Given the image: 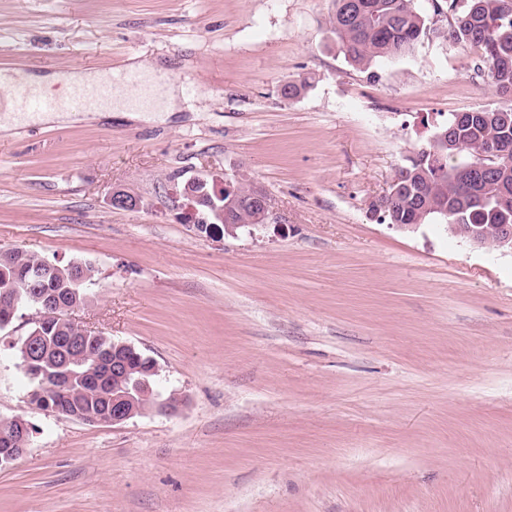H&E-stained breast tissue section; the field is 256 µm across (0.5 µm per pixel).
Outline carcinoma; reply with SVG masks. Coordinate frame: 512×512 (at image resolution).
I'll use <instances>...</instances> for the list:
<instances>
[{
    "label": "carcinoma",
    "instance_id": "1",
    "mask_svg": "<svg viewBox=\"0 0 512 512\" xmlns=\"http://www.w3.org/2000/svg\"><path fill=\"white\" fill-rule=\"evenodd\" d=\"M330 31L340 51L351 64L362 69L403 57L413 51L431 31L432 20L413 0H333ZM448 35L462 47L479 53L477 70L486 76L496 96L495 107H476L451 115L442 125L436 145L419 149L406 169L398 170L391 195L385 199V220L390 224L512 223V162L494 163L480 154L512 143V0H448ZM41 258L20 249L0 251V315L3 299L10 296L24 273ZM47 280H30L28 288L41 294L57 293L51 302L39 305L41 317L31 330H40L42 357L35 360L27 377L31 403L48 402L55 413L69 416L79 409L106 414L112 408V377L86 383L84 373L96 359L112 357V337L100 334L82 339L79 365H70L74 378L65 395L50 390L58 369L64 366L63 340L79 335L78 329L62 322L58 303L82 304L70 294V269ZM118 359L130 381L154 384V362L137 348L120 352Z\"/></svg>",
    "mask_w": 512,
    "mask_h": 512
}]
</instances>
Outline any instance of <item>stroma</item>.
Instances as JSON below:
<instances>
[{
  "mask_svg": "<svg viewBox=\"0 0 512 512\" xmlns=\"http://www.w3.org/2000/svg\"><path fill=\"white\" fill-rule=\"evenodd\" d=\"M332 0H0V69L157 67L169 112L0 132V246L95 278L72 313L159 369L176 415L32 405L0 330V512H512V254L374 206L448 115L496 104L439 17L350 65ZM305 82L294 99L281 89ZM234 175L275 223L211 236L174 182ZM135 196L114 208L113 189ZM7 427L10 428L13 432V434L16 436L21 437V442L17 444L20 448H2L1 454L4 456L5 459H13L20 455H23L27 451V447L29 445V441H27V438L29 436V425L26 423L25 420L22 418H14L11 420H8Z\"/></svg>",
  "mask_w": 512,
  "mask_h": 512,
  "instance_id": "stroma-1",
  "label": "stroma"
}]
</instances>
